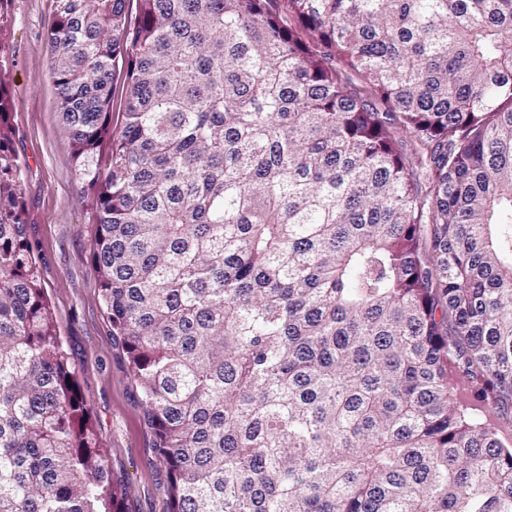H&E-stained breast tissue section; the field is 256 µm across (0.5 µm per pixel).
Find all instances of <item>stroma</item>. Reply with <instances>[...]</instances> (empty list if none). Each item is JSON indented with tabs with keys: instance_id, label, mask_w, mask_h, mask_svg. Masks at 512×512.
Segmentation results:
<instances>
[{
	"instance_id": "stroma-1",
	"label": "stroma",
	"mask_w": 512,
	"mask_h": 512,
	"mask_svg": "<svg viewBox=\"0 0 512 512\" xmlns=\"http://www.w3.org/2000/svg\"><path fill=\"white\" fill-rule=\"evenodd\" d=\"M9 10V122L22 163L26 236L55 328L90 409L121 512H171L168 468L155 448L128 356L112 336L91 260L93 199L81 191L50 71L46 33L55 0H10Z\"/></svg>"
}]
</instances>
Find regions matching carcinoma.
<instances>
[{"instance_id":"1","label":"carcinoma","mask_w":512,"mask_h":512,"mask_svg":"<svg viewBox=\"0 0 512 512\" xmlns=\"http://www.w3.org/2000/svg\"><path fill=\"white\" fill-rule=\"evenodd\" d=\"M46 39L171 512H512V0H56ZM9 108L0 512H119Z\"/></svg>"}]
</instances>
